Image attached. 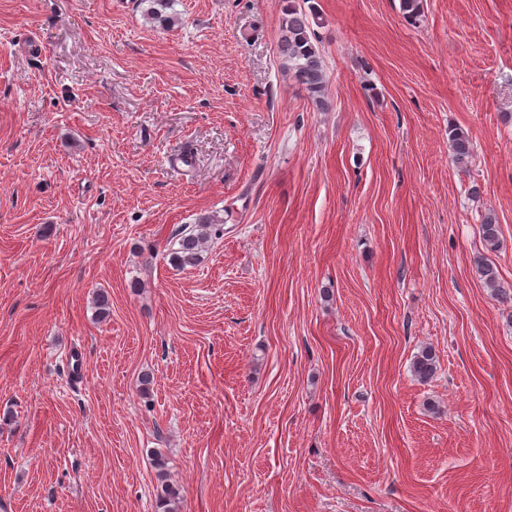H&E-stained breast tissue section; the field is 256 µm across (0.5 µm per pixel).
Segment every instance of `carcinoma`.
<instances>
[{"label": "carcinoma", "mask_w": 512, "mask_h": 512, "mask_svg": "<svg viewBox=\"0 0 512 512\" xmlns=\"http://www.w3.org/2000/svg\"><path fill=\"white\" fill-rule=\"evenodd\" d=\"M151 3L149 16L161 24L173 21L166 15L170 0H148ZM401 10L406 21L414 24L423 13V0H401ZM318 18L313 0H288L280 23L278 54L284 68L304 88L312 103L320 111L329 107L325 90L327 75L321 53L312 40L310 19ZM448 143L452 161L461 169L468 168L473 157V143L468 133L460 127L448 129ZM224 235L223 221L215 217H201L196 224L180 229L176 233L177 247L169 252L170 262L178 268L195 267L202 261V253L207 243ZM480 235L486 250L492 252L499 246L500 224L496 215L487 212L482 215ZM478 273L486 286L503 299H512V291L501 285L495 265L481 257L477 262ZM413 375L422 382L431 380L437 372V359L430 347L422 348L411 363ZM154 466L157 470L158 488L156 499L163 512H177L182 496L180 486L167 478L166 459L162 453H154Z\"/></svg>", "instance_id": "obj_1"}]
</instances>
